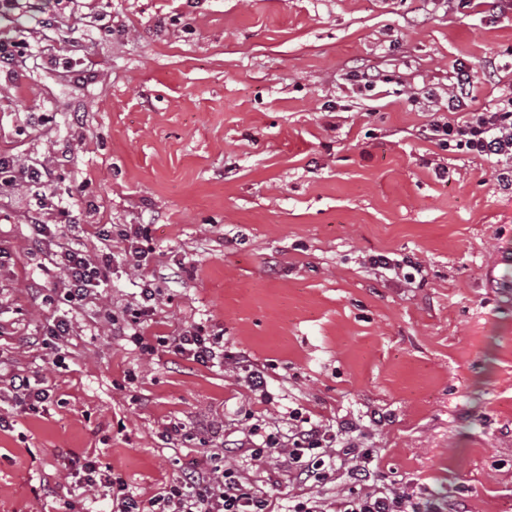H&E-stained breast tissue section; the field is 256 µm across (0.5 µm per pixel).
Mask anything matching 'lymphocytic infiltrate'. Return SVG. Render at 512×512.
<instances>
[{
    "instance_id": "lymphocytic-infiltrate-1",
    "label": "lymphocytic infiltrate",
    "mask_w": 512,
    "mask_h": 512,
    "mask_svg": "<svg viewBox=\"0 0 512 512\" xmlns=\"http://www.w3.org/2000/svg\"><path fill=\"white\" fill-rule=\"evenodd\" d=\"M419 136L444 149L501 163L497 183L502 188L512 187V169L504 167L512 160V96L461 122L432 119ZM52 175V168L46 164L22 165L12 156H0V191L27 187L40 192L34 208L27 213L31 240L58 270L53 292L73 311L83 308L107 279L115 256H122L131 269L143 271L153 248L143 225L98 224L93 234L100 246L93 253L86 250L65 232L66 226L79 222L74 207L46 191ZM178 282L175 275L142 279L138 299L124 305L119 313L110 314V321L119 331L129 332L141 351L154 352L144 324L154 314L163 288L174 287ZM165 342L174 354L197 364L213 366L224 361L219 338L208 334L200 324L166 337ZM4 378L0 402L14 403L28 413L38 411L50 398L45 380L12 369L6 371ZM283 423L287 427L283 434L268 431L259 418L248 426L245 437L251 460L280 457L289 480L314 488L332 483L341 473L356 481L370 478L373 450L355 447L346 440L347 434L355 432V423L345 421L333 427L298 410L288 411ZM68 465L74 468L79 487L108 488L112 512H274L272 499L233 468L179 471L163 491L141 500L129 493L121 475L102 466L99 460L72 458ZM335 512H418V505L407 488H388L338 496Z\"/></svg>"
}]
</instances>
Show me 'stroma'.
<instances>
[{
    "label": "stroma",
    "instance_id": "35a3bbf8",
    "mask_svg": "<svg viewBox=\"0 0 512 512\" xmlns=\"http://www.w3.org/2000/svg\"><path fill=\"white\" fill-rule=\"evenodd\" d=\"M1 39L72 68L44 60L0 85V153L51 165L67 204L94 198L84 224L148 223L151 270L186 267L152 332L202 324L224 362L119 335L104 314L140 278L119 262L74 313L63 367L45 364L54 310L39 291L57 271L29 254L31 191L0 200V360L52 394L36 414L0 402L15 422L0 431V512L69 497L109 512L104 490L74 493L69 452L153 497L201 460L161 440L174 418L221 423L225 466L287 504L304 487L236 445L246 411L275 428L295 408L357 422L377 453L364 490L409 487L420 512H512V190L488 162L416 136L450 114L459 65L473 87L456 118L512 94V0H0ZM360 66L386 77L367 95L346 80ZM379 253L420 263L423 287L369 268ZM249 362L271 402L247 387ZM360 487L344 477L318 494Z\"/></svg>",
    "mask_w": 512,
    "mask_h": 512
}]
</instances>
